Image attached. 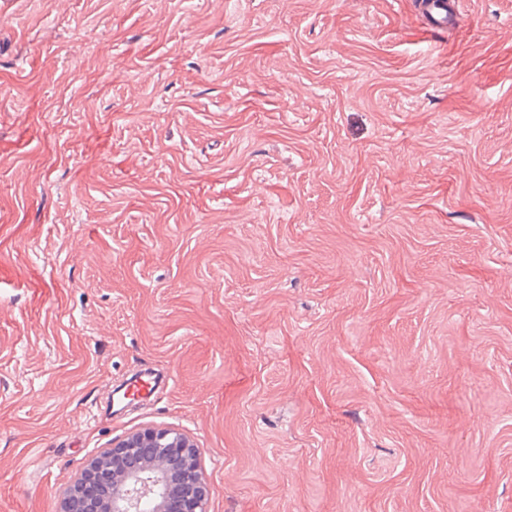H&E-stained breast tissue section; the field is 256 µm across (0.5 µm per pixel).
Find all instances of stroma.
Returning a JSON list of instances; mask_svg holds the SVG:
<instances>
[{
    "mask_svg": "<svg viewBox=\"0 0 512 512\" xmlns=\"http://www.w3.org/2000/svg\"><path fill=\"white\" fill-rule=\"evenodd\" d=\"M417 2L0 0V512L146 426L208 512H512V0ZM421 15L426 27L454 28L459 22V14L447 0H420Z\"/></svg>",
    "mask_w": 512,
    "mask_h": 512,
    "instance_id": "1",
    "label": "stroma"
}]
</instances>
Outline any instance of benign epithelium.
Segmentation results:
<instances>
[{
  "label": "benign epithelium",
  "mask_w": 512,
  "mask_h": 512,
  "mask_svg": "<svg viewBox=\"0 0 512 512\" xmlns=\"http://www.w3.org/2000/svg\"><path fill=\"white\" fill-rule=\"evenodd\" d=\"M211 487L199 448L174 427L132 431L100 450L70 484L60 512H208Z\"/></svg>",
  "instance_id": "1"
}]
</instances>
